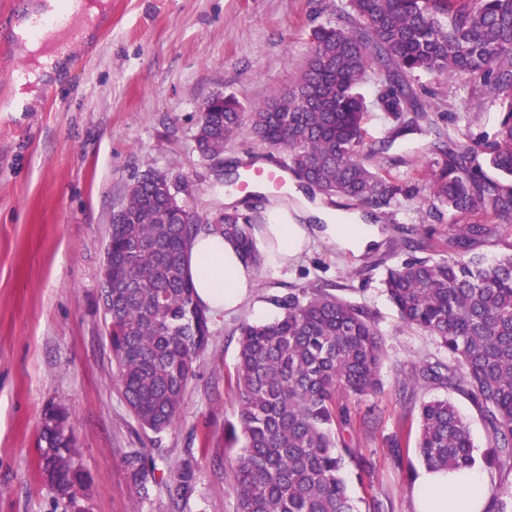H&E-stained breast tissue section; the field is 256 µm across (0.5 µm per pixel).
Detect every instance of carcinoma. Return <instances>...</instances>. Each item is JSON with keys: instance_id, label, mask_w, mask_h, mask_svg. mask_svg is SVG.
<instances>
[{"instance_id": "carcinoma-1", "label": "carcinoma", "mask_w": 512, "mask_h": 512, "mask_svg": "<svg viewBox=\"0 0 512 512\" xmlns=\"http://www.w3.org/2000/svg\"><path fill=\"white\" fill-rule=\"evenodd\" d=\"M374 71L383 82L380 101L406 126L426 123L435 135L430 151L428 211L440 207L482 213L485 222L463 224L439 259L417 257L422 241L405 237L413 253L387 271L384 281L401 322L434 337L448 362H428L415 371L424 384L444 385L469 396L489 430L490 447L476 459L468 424L446 399L420 406L416 452L428 469L473 468L477 462L512 471V244L491 261L471 253L501 224H512V189L488 178L473 158L486 155L491 168L512 180V0H346L336 20L312 30L305 65L288 90L252 112L233 97L224 108L201 113L218 149L245 125L269 149L263 157L237 160L250 168L260 159L287 153L285 168L327 198L346 197L376 208L400 194H418L414 170L401 183L375 156L383 141L367 143L366 106L357 92ZM481 80L480 95L499 104V130L490 142L461 144L418 111L415 84L423 75ZM112 225V356L134 420L161 433L176 421L194 362L209 336L206 308L188 271L187 249L201 229L224 235L242 260L262 264L251 221L224 210V223L180 224L154 202L144 184ZM273 302L280 315L239 327L237 382L244 444L224 464L236 497V512H354L340 476L343 454L338 429L351 423L338 397L380 391L383 340L370 312L326 288L289 292ZM46 485L64 512H73L87 480L67 414L47 411L39 438ZM139 495L149 496L147 456L124 455ZM194 479L190 461L171 470L166 488L183 499ZM487 512H512V489L489 485Z\"/></svg>"}]
</instances>
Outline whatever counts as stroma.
<instances>
[{
  "label": "stroma",
  "mask_w": 512,
  "mask_h": 512,
  "mask_svg": "<svg viewBox=\"0 0 512 512\" xmlns=\"http://www.w3.org/2000/svg\"><path fill=\"white\" fill-rule=\"evenodd\" d=\"M342 0H111L98 37L86 39V62L69 63L52 89L36 87L23 111L11 109L16 79L33 59L23 48L0 54V512H63L38 468L39 435L48 408L65 410L89 476L82 503L88 512H236L224 479V460L238 447L236 383L241 322L264 323L280 313L273 296L335 285L336 295L366 306L384 344L381 392L345 401L353 425L340 436L355 454L340 472L357 512L372 499L389 512H416L411 472L415 451L394 467L389 440L415 443L421 402L450 400L467 421L476 454L489 445L477 406L444 386H418L415 367L447 360L428 334L404 326L384 285L388 267L407 259L401 237L423 239L425 255L445 253L448 239L473 215L441 209L429 215L428 181L418 196L376 209L334 197L322 207L367 216L377 239L360 254L313 237L288 265L256 269V286L224 316L210 318V336L194 364L179 417L162 433L135 422L118 381L101 301L111 219L134 181L150 169L165 172L179 196L204 217L226 196L251 219L260 237L274 210L302 205L290 188L245 193L215 182L194 147L198 119L215 94L234 96L244 111L285 90L304 66L313 28L336 18ZM477 78L425 76L418 94L428 112L460 142L493 140L497 106L476 95ZM365 127L392 147L377 156L398 179L429 170L425 132L404 128L384 112L382 84L358 87ZM469 102L467 116L458 106ZM133 448L149 455V497H139L123 457ZM374 464L362 474L357 457ZM195 463L186 499L172 502L165 484L175 465Z\"/></svg>",
  "instance_id": "obj_1"
}]
</instances>
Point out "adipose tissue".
Returning a JSON list of instances; mask_svg holds the SVG:
<instances>
[{"label":"adipose tissue","mask_w":512,"mask_h":512,"mask_svg":"<svg viewBox=\"0 0 512 512\" xmlns=\"http://www.w3.org/2000/svg\"><path fill=\"white\" fill-rule=\"evenodd\" d=\"M318 217L325 224V234L342 247L360 252L372 241L371 225L324 211ZM308 234L309 228L304 224H269L261 245L277 268L301 249ZM188 265L198 299L212 314L237 307L255 285L251 268L243 264L235 248L221 234L213 231H200L192 239ZM486 485V477L469 468L455 472L423 471L415 490L417 512H486Z\"/></svg>","instance_id":"obj_1"}]
</instances>
